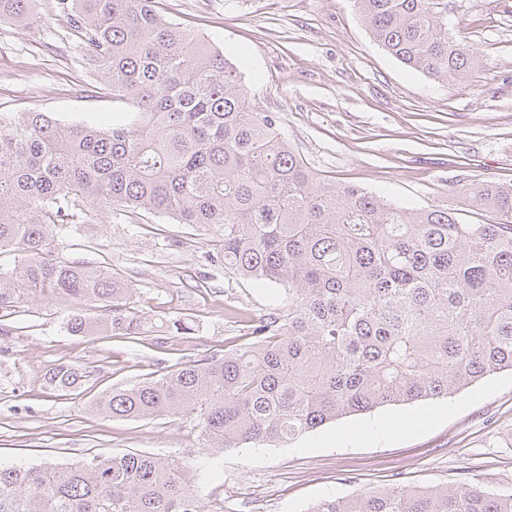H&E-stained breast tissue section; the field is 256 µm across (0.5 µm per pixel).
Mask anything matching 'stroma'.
<instances>
[{"mask_svg": "<svg viewBox=\"0 0 512 512\" xmlns=\"http://www.w3.org/2000/svg\"><path fill=\"white\" fill-rule=\"evenodd\" d=\"M162 16L194 29L237 65L259 110L318 177L357 185L407 208L462 206L454 188L512 184V0H448L450 34L478 61L434 80L373 41L354 0H160ZM48 112L111 122L116 111L71 37L41 0L27 27L0 23V112ZM202 229L142 211H97L60 237L58 257L99 263L137 286L132 301L153 322L184 317L194 331L151 332L132 344L66 329L73 304L16 287L0 310V465L67 463L90 455L184 457L210 512H310L327 499L393 486L460 482L512 492V371L451 396L351 415L288 442L203 450L189 420L112 419L101 392L164 367L223 352L285 294L212 264ZM81 365L80 398L48 388L49 371ZM418 416L382 434L386 418Z\"/></svg>", "mask_w": 512, "mask_h": 512, "instance_id": "obj_1", "label": "stroma"}]
</instances>
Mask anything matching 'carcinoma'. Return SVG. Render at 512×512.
<instances>
[{
  "instance_id": "cac0c4a2",
  "label": "carcinoma",
  "mask_w": 512,
  "mask_h": 512,
  "mask_svg": "<svg viewBox=\"0 0 512 512\" xmlns=\"http://www.w3.org/2000/svg\"><path fill=\"white\" fill-rule=\"evenodd\" d=\"M39 0H0V20L37 17ZM371 37L429 78L461 77L476 51L448 32V0H354ZM82 63L103 78L122 120L110 127L45 112L0 113V251L25 255L3 280L109 317L76 311L75 335L134 343L146 318L134 285L96 265L53 257L60 234L120 206L209 231L224 270L274 283L287 304L224 354L114 387L110 418H186L205 448L288 443L347 415L446 397L512 370V185L453 189L488 216L410 209L320 180L260 111L237 66L156 0H54ZM92 372L52 371L73 395ZM0 512H207L187 466L151 453L65 465L0 466ZM312 512H512V493L462 483L392 487L326 500Z\"/></svg>"
}]
</instances>
